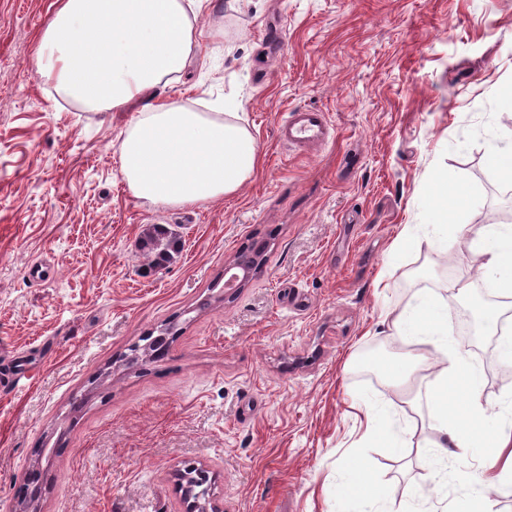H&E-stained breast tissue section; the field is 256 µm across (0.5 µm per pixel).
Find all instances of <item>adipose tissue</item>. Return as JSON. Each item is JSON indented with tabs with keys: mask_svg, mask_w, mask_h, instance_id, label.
Returning a JSON list of instances; mask_svg holds the SVG:
<instances>
[{
	"mask_svg": "<svg viewBox=\"0 0 512 512\" xmlns=\"http://www.w3.org/2000/svg\"><path fill=\"white\" fill-rule=\"evenodd\" d=\"M196 0H56L40 36L38 71L56 79L60 93L100 110L138 107L121 145V173L135 197L162 205L192 204L238 191L258 164L252 133L219 112H191L173 102H151L161 82L179 79L195 48L189 12ZM485 276L512 295V225L491 224L473 242ZM446 306L422 297L397 314L400 339L440 333ZM460 366L424 377L437 410L429 447L466 448L482 414L481 373L470 368L467 397L451 388Z\"/></svg>",
	"mask_w": 512,
	"mask_h": 512,
	"instance_id": "1",
	"label": "adipose tissue"
}]
</instances>
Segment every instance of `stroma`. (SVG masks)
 I'll list each match as a JSON object with an SVG mask.
<instances>
[{"mask_svg": "<svg viewBox=\"0 0 512 512\" xmlns=\"http://www.w3.org/2000/svg\"><path fill=\"white\" fill-rule=\"evenodd\" d=\"M51 0H0V512L88 379L112 369L67 432L42 485V512H186L178 475L203 467L221 512H512L496 448L439 458L426 395L407 403L393 362L449 356L480 370L485 436L512 433V380L498 337L456 331L398 340L393 317L426 295L459 314L482 300L470 247L487 207L512 206L491 146L512 139V0H202L198 45L159 99L227 112L260 164L234 194L163 206L134 196L120 145L137 115L59 93L36 71ZM326 112L334 137L298 150L278 137L289 112ZM467 194L441 230L431 178ZM184 243L145 272L143 229ZM414 243L397 248L404 228ZM262 246L250 282L226 294L224 266ZM468 285L467 295L453 293ZM177 322L165 358L123 370L128 349ZM384 409L398 448L366 412Z\"/></svg>", "mask_w": 512, "mask_h": 512, "instance_id": "stroma-1", "label": "stroma"}]
</instances>
